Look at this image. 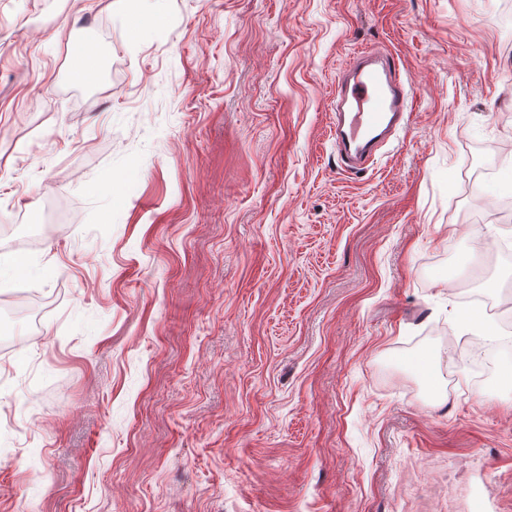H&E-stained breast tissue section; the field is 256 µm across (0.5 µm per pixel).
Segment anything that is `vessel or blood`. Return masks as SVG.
<instances>
[{"instance_id":"vessel-or-blood-1","label":"vessel or blood","mask_w":512,"mask_h":512,"mask_svg":"<svg viewBox=\"0 0 512 512\" xmlns=\"http://www.w3.org/2000/svg\"><path fill=\"white\" fill-rule=\"evenodd\" d=\"M413 89L403 82L394 57L367 51L340 78L336 103V148L346 167L364 170L409 116Z\"/></svg>"}]
</instances>
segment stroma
<instances>
[{"mask_svg":"<svg viewBox=\"0 0 512 512\" xmlns=\"http://www.w3.org/2000/svg\"><path fill=\"white\" fill-rule=\"evenodd\" d=\"M365 49L415 100L352 175ZM483 145L512 201V0H0V512H512Z\"/></svg>","mask_w":512,"mask_h":512,"instance_id":"1","label":"stroma"}]
</instances>
